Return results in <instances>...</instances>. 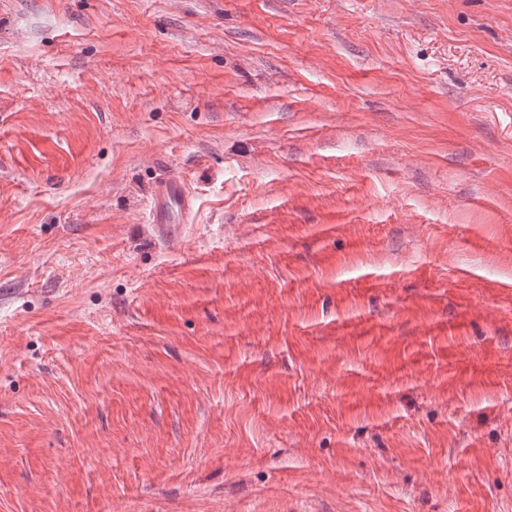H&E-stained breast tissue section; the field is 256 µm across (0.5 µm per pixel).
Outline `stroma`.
<instances>
[{
  "label": "stroma",
  "mask_w": 512,
  "mask_h": 512,
  "mask_svg": "<svg viewBox=\"0 0 512 512\" xmlns=\"http://www.w3.org/2000/svg\"><path fill=\"white\" fill-rule=\"evenodd\" d=\"M0 512H512V0H0ZM191 205V196L183 179L174 174L166 175L157 180L154 186L148 223L185 224Z\"/></svg>",
  "instance_id": "1"
}]
</instances>
